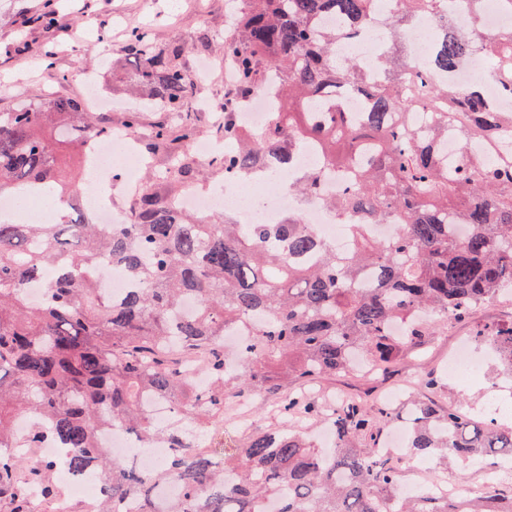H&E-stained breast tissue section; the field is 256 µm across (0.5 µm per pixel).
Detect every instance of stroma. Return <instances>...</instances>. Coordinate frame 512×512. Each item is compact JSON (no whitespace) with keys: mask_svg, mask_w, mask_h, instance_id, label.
Segmentation results:
<instances>
[{"mask_svg":"<svg viewBox=\"0 0 512 512\" xmlns=\"http://www.w3.org/2000/svg\"><path fill=\"white\" fill-rule=\"evenodd\" d=\"M47 5L48 0H0V81L11 85L8 92H0V111L23 101H41L51 92L78 98L83 86L76 67L81 64L100 71L101 86L112 100L105 116L113 129L125 128L132 112L138 113L145 130L172 122L171 113L142 106L131 92L127 32L138 26L150 29L157 49L171 44L183 47L179 64L187 70H195L198 62H209L211 82L194 86L192 95L223 101L224 42L235 27L238 0H60L59 16L64 25L50 29L39 21ZM71 24L84 30L85 45H73L64 33V26ZM509 324L512 297H499L478 306L466 321L440 329L426 350L405 352L390 374L373 378L339 375L322 379L320 386L330 395L354 394L381 402L397 381L416 380L430 373L439 380L433 393L439 404L463 403L480 410L501 396L512 398V373L479 345L472 351L482 372L470 381L450 380L444 366L449 355L476 330ZM249 403L245 427L237 421L241 407H225L222 421L207 429L210 447H235L246 432L263 430L275 421L271 410L274 398L255 395Z\"/></svg>","mask_w":512,"mask_h":512,"instance_id":"obj_1","label":"stroma"}]
</instances>
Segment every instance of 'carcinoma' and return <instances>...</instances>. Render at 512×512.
Returning <instances> with one entry per match:
<instances>
[{
  "label": "carcinoma",
  "instance_id": "cac0c4a2",
  "mask_svg": "<svg viewBox=\"0 0 512 512\" xmlns=\"http://www.w3.org/2000/svg\"><path fill=\"white\" fill-rule=\"evenodd\" d=\"M238 30L225 43L235 71L231 96L243 98L273 80L279 109L254 134L240 131L236 113H224V140L235 147L215 164L226 177L272 178L269 164L291 161L309 145L319 165L302 173L311 193L320 173L345 178L331 201L348 216L392 215L400 233L375 241L353 224L354 250L338 255L312 225L290 214L282 223L195 222L145 185L129 223L104 231L83 207L55 224L0 218V500L9 512H36L28 482L39 487L42 512L58 498L52 473H97L109 493L97 512H124L134 498L139 512H512V495L482 500L404 498L396 492L398 463L378 456L391 420L384 405L349 397L325 412L315 398L290 393L278 411H299L336 435L328 454L303 430L270 428L224 452V468L203 444V424L224 415V397L273 394L288 382L312 384L349 372L356 357L374 359L375 375L398 359L401 347L422 343L450 319L462 320L502 292L512 293V160L464 156L448 164L438 141L456 127L468 146L498 140L512 127L478 84L458 88L413 72L401 88L397 73L406 31L436 9V0H400L389 20L381 79L369 81L355 61L336 64L339 39L365 27L375 0H242ZM334 17L341 28H327ZM480 27L443 24L429 50L430 68L451 74L477 48ZM492 71L512 94V32L488 41ZM128 52L133 81L145 103L183 112L190 75L176 64L183 48L156 50L151 31L134 29ZM362 93L367 112H343L336 93ZM425 108L427 135L416 137L408 120ZM110 133L99 112H83L65 97L0 112V195L14 198L35 187L48 198L80 193L78 179L60 171L54 142L83 151L90 136ZM196 166L180 153L168 176L183 183ZM107 254L136 281L125 297L102 295L92 271ZM54 270L41 303L27 302L25 285ZM193 297L194 314L179 312ZM252 320L236 372L224 367V331ZM512 372V325L476 333ZM198 369L211 387L198 389ZM168 401L174 420L160 427L147 400ZM408 457L438 455L493 471L512 456V425L463 405L443 408L426 397L414 404ZM31 418L26 436L16 416ZM135 434L148 447L171 448L166 463L145 475L114 460L100 441L108 429ZM51 440L60 455L32 459L21 448ZM235 482H226V474ZM175 481L178 497L166 503L157 487Z\"/></svg>",
  "mask_w": 512,
  "mask_h": 512
}]
</instances>
